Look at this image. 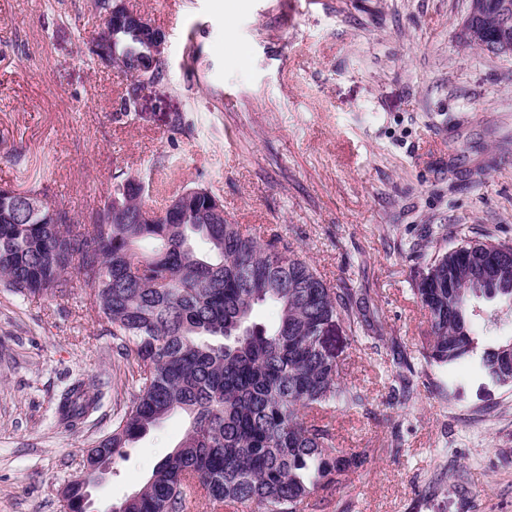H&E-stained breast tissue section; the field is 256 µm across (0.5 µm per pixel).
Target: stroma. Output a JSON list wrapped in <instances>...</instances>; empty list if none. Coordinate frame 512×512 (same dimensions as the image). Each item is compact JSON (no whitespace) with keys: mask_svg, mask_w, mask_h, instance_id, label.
<instances>
[{"mask_svg":"<svg viewBox=\"0 0 512 512\" xmlns=\"http://www.w3.org/2000/svg\"><path fill=\"white\" fill-rule=\"evenodd\" d=\"M166 33V78L113 114L125 72L93 60L90 0H0V186L39 171L82 221L118 170L165 162L236 224L287 240L327 283L362 289L385 328L336 333L363 409L327 414L335 446L366 451L336 504L307 512H512V387L427 364L413 282L436 251L512 243V57L465 46L468 0H126ZM191 124L172 134L173 113ZM72 277L63 297L0 288V512H62L60 490L132 403L129 367ZM401 353L415 393L389 396ZM100 409L59 425L64 387ZM178 413L125 448L92 495L138 489L181 439Z\"/></svg>","mask_w":512,"mask_h":512,"instance_id":"35a3bbf8","label":"stroma"}]
</instances>
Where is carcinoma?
I'll return each mask as SVG.
<instances>
[{
    "mask_svg": "<svg viewBox=\"0 0 512 512\" xmlns=\"http://www.w3.org/2000/svg\"><path fill=\"white\" fill-rule=\"evenodd\" d=\"M485 5L487 35L505 14L512 25V0ZM145 52L125 24L90 49L131 77ZM152 188L120 170L103 204L72 224L36 186L0 187V285L23 297L63 296L76 274L129 358L132 405L87 455L112 461L171 414L189 418L182 441L112 512H187L193 491L236 508L304 512L312 497L338 489L355 463L309 414L364 403L361 390L341 380L327 336L341 321L379 342L383 326L365 296L329 286L289 243L215 213L209 187L167 191L157 220L143 211ZM144 242L151 251L140 254ZM413 291L428 312V362L467 365L512 387V335L490 342L473 327L481 300L512 313V244L467 241L439 251ZM263 306L277 311L271 325L256 320ZM100 402L76 380L59 395L58 423L73 428ZM96 478L90 470L68 483L66 512H83L85 485Z\"/></svg>",
    "mask_w": 512,
    "mask_h": 512,
    "instance_id": "obj_1",
    "label": "carcinoma"
}]
</instances>
